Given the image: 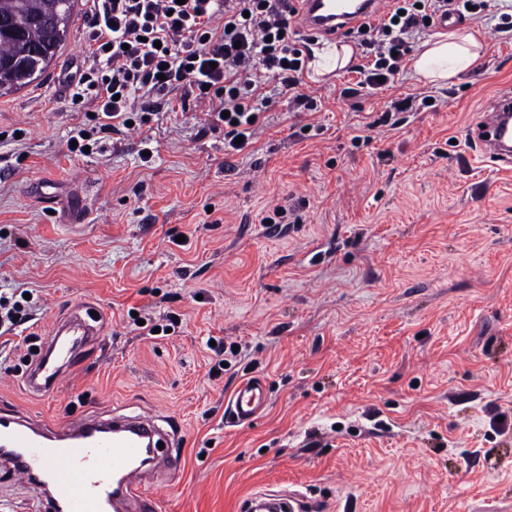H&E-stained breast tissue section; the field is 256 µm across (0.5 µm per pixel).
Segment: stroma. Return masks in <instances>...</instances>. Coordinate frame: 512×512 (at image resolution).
<instances>
[{
	"label": "stroma",
	"mask_w": 512,
	"mask_h": 512,
	"mask_svg": "<svg viewBox=\"0 0 512 512\" xmlns=\"http://www.w3.org/2000/svg\"><path fill=\"white\" fill-rule=\"evenodd\" d=\"M87 9L77 0L43 79L0 97V291L34 293L31 321L0 335V416L53 429L76 413L176 419L182 466L146 480L159 512H245L254 494L288 491L326 512H512V172L466 138L512 87V35L462 22L483 35L479 62L440 85L409 69L348 97L350 67L308 66L302 89L321 110L277 97L234 155L190 111L77 157L64 77ZM419 92L435 106L370 128ZM148 139L158 152L144 163ZM39 181L90 218L50 216L30 195ZM77 303L101 328L92 360L53 393L31 391L25 337L46 344ZM170 314L168 334L135 323ZM211 336L239 349L216 374ZM248 376L266 380L269 405L226 425ZM8 465L0 456V512H45L2 479Z\"/></svg>",
	"instance_id": "1"
}]
</instances>
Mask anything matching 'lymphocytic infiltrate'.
Segmentation results:
<instances>
[{"label": "lymphocytic infiltrate", "instance_id": "obj_1", "mask_svg": "<svg viewBox=\"0 0 512 512\" xmlns=\"http://www.w3.org/2000/svg\"><path fill=\"white\" fill-rule=\"evenodd\" d=\"M85 54L66 81L73 106L95 104L92 124L74 125L76 154L127 124L144 126L174 108L203 107L224 149L251 140L273 97L318 109L300 90L310 49L279 0H88ZM459 0H385L382 14L351 28L364 64L358 87L390 86L404 73L409 44L427 21L459 13Z\"/></svg>", "mask_w": 512, "mask_h": 512}]
</instances>
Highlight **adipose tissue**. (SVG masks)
<instances>
[{
  "mask_svg": "<svg viewBox=\"0 0 512 512\" xmlns=\"http://www.w3.org/2000/svg\"><path fill=\"white\" fill-rule=\"evenodd\" d=\"M480 46L477 32L441 35L416 55L413 68L425 82L443 84L477 62Z\"/></svg>",
  "mask_w": 512,
  "mask_h": 512,
  "instance_id": "ef3b65f1",
  "label": "adipose tissue"
}]
</instances>
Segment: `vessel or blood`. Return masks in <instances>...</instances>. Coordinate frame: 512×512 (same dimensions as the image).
<instances>
[{"label":"vessel or blood","mask_w":512,"mask_h":512,"mask_svg":"<svg viewBox=\"0 0 512 512\" xmlns=\"http://www.w3.org/2000/svg\"><path fill=\"white\" fill-rule=\"evenodd\" d=\"M296 7L303 32L311 37H346L364 16L376 14L382 0H285ZM468 140L482 157L498 168H512V89L496 93ZM97 326L74 305L55 327L27 376L29 388L46 392L76 371L98 336ZM269 403L268 390L258 377L242 380L227 406V419L241 425L254 422ZM156 415L116 417L103 422L74 416L60 433L47 434L26 418L0 421V455L12 461L11 476L27 484L63 512H157L159 505L146 495L143 457L159 464L181 463L179 436L160 429Z\"/></svg>","instance_id":"vessel-or-blood-1"}]
</instances>
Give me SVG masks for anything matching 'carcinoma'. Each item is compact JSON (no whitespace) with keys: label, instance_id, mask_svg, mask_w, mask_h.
Here are the masks:
<instances>
[{"label":"carcinoma","instance_id":"cac0c4a2","mask_svg":"<svg viewBox=\"0 0 512 512\" xmlns=\"http://www.w3.org/2000/svg\"><path fill=\"white\" fill-rule=\"evenodd\" d=\"M76 0H0V96L39 79L70 35ZM41 46L45 54L32 49Z\"/></svg>","mask_w":512,"mask_h":512}]
</instances>
